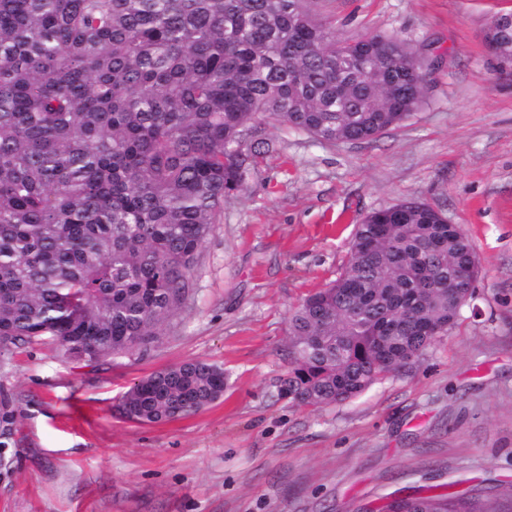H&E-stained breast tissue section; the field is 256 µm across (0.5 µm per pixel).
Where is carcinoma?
Instances as JSON below:
<instances>
[{
    "label": "carcinoma",
    "instance_id": "carcinoma-1",
    "mask_svg": "<svg viewBox=\"0 0 512 512\" xmlns=\"http://www.w3.org/2000/svg\"><path fill=\"white\" fill-rule=\"evenodd\" d=\"M312 0H0V351L57 336L77 363L147 346L184 305L199 250L278 150L267 126L368 143L409 116L402 40H338ZM475 248L429 204L366 214L336 280L293 305L279 395L354 398L448 335ZM224 369L155 371L119 402L141 424L224 395ZM381 512H512L414 493Z\"/></svg>",
    "mask_w": 512,
    "mask_h": 512
}]
</instances>
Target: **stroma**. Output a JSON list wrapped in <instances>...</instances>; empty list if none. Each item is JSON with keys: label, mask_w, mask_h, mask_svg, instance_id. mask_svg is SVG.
Listing matches in <instances>:
<instances>
[{"label": "stroma", "mask_w": 512, "mask_h": 512, "mask_svg": "<svg viewBox=\"0 0 512 512\" xmlns=\"http://www.w3.org/2000/svg\"><path fill=\"white\" fill-rule=\"evenodd\" d=\"M337 38L397 35L429 63L421 107L368 143L279 147L226 197L193 288L147 347L96 365L50 337L0 354L14 411L0 512H380L413 490L512 496V78L484 30L512 0H316ZM420 200L480 261L456 326L411 367L320 408L278 394L288 310L336 279L369 212ZM188 360L222 399L141 425L120 397Z\"/></svg>", "instance_id": "stroma-1"}]
</instances>
